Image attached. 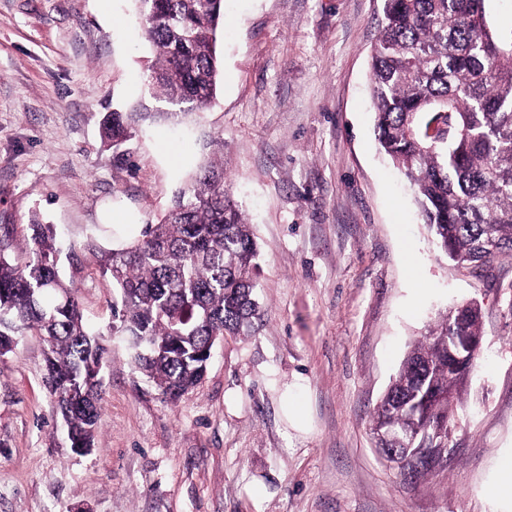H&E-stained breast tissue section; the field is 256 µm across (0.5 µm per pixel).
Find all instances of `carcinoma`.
Returning a JSON list of instances; mask_svg holds the SVG:
<instances>
[{"mask_svg":"<svg viewBox=\"0 0 512 512\" xmlns=\"http://www.w3.org/2000/svg\"><path fill=\"white\" fill-rule=\"evenodd\" d=\"M144 34L154 54L149 83L174 112L207 108L216 95V44L224 0H148ZM375 132L410 183L437 251L461 266L512 256V31L491 25L486 0H387L371 62ZM153 112H112L104 137L116 148L132 140ZM457 134L433 141L434 120ZM56 229L34 220L0 225V357L19 333L45 344V384L71 447L93 446L106 349L85 324L58 270ZM120 302L112 332L129 337L134 369L178 400L202 380V354L222 336H237L258 315L254 295L258 247L241 205L224 185L219 158L174 195L156 224L119 249L88 243ZM457 335H482L473 303L450 310ZM448 317L417 339L378 407L383 422L407 436L448 444V425L469 377L460 347L448 342ZM386 457L411 475L412 450Z\"/></svg>","mask_w":512,"mask_h":512,"instance_id":"obj_1","label":"carcinoma"}]
</instances>
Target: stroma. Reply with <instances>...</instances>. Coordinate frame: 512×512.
Here are the masks:
<instances>
[{"label":"stroma","instance_id":"1","mask_svg":"<svg viewBox=\"0 0 512 512\" xmlns=\"http://www.w3.org/2000/svg\"><path fill=\"white\" fill-rule=\"evenodd\" d=\"M384 0H224L214 102L143 126L120 152L119 105L167 110L133 0H0V225L59 231L60 275L108 353L94 445L74 451L27 332L0 357V512H512L493 492L512 455V257L460 268L432 247L382 154L369 77ZM124 161H116V154ZM260 249V317L213 348L177 401L112 333L118 295L87 250L94 226L153 224L202 167ZM484 314L442 465L388 462L372 415L449 307ZM301 382L309 428L280 396Z\"/></svg>","mask_w":512,"mask_h":512}]
</instances>
